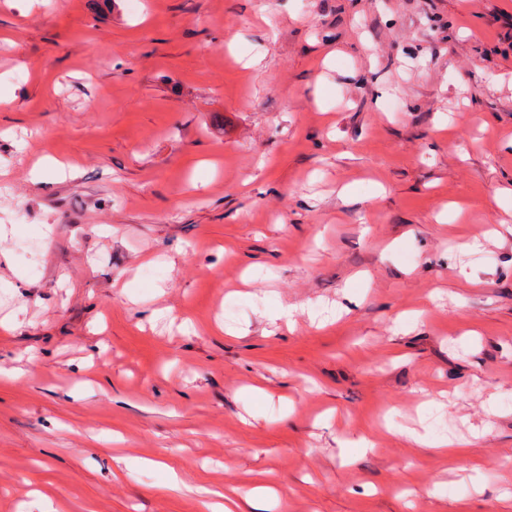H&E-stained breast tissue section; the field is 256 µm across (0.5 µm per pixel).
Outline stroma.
Returning a JSON list of instances; mask_svg holds the SVG:
<instances>
[{
  "instance_id": "1",
  "label": "stroma",
  "mask_w": 512,
  "mask_h": 512,
  "mask_svg": "<svg viewBox=\"0 0 512 512\" xmlns=\"http://www.w3.org/2000/svg\"><path fill=\"white\" fill-rule=\"evenodd\" d=\"M510 140L512 0H0V512H512Z\"/></svg>"
}]
</instances>
